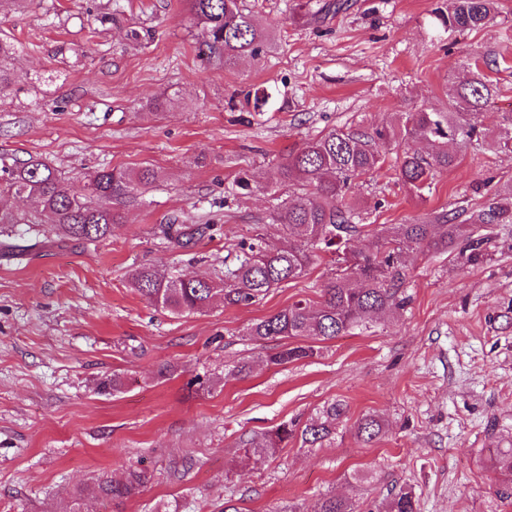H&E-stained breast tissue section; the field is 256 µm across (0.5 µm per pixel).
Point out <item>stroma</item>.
<instances>
[{
	"label": "stroma",
	"instance_id": "35a3bbf8",
	"mask_svg": "<svg viewBox=\"0 0 512 512\" xmlns=\"http://www.w3.org/2000/svg\"><path fill=\"white\" fill-rule=\"evenodd\" d=\"M265 30L258 58L232 68L199 56L202 28L185 0H33L0 12L13 43L12 85L0 99V156L37 158L81 190L93 171L150 164L154 187L127 203L112 238L55 242L16 262L0 257V512H63L85 488L82 512H315L321 496L352 497L370 512L389 488L414 493L419 512H512L494 493L490 449L512 447V224H479L486 259L406 250L407 306L384 322L274 365L279 340L246 327L289 304L318 300L334 265L249 306L214 304L177 315L128 284L136 266L216 278L230 244L287 238L270 220L293 192L279 178L290 151L331 129L369 132L426 107L472 69L497 96L479 123L496 135L512 112V0L493 22L451 32L438 0H348L319 16L298 0H241ZM268 88V112L246 95ZM396 155L359 181L364 223L418 224L427 214L479 210L488 189L512 185V153L468 149L417 197ZM247 173L249 190L235 189ZM213 224L190 251L160 225ZM249 362V375L235 366ZM122 375L116 394L99 379ZM215 381L211 390L195 376ZM339 401L347 416L321 443L289 442L258 463L252 436L306 423ZM368 414L385 434L359 441ZM148 470L120 503L93 494L101 480ZM371 470V484L350 483Z\"/></svg>",
	"mask_w": 512,
	"mask_h": 512
}]
</instances>
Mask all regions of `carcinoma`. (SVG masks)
I'll return each mask as SVG.
<instances>
[{
  "label": "carcinoma",
  "mask_w": 512,
  "mask_h": 512,
  "mask_svg": "<svg viewBox=\"0 0 512 512\" xmlns=\"http://www.w3.org/2000/svg\"><path fill=\"white\" fill-rule=\"evenodd\" d=\"M187 2L191 16L204 26L200 55L231 65L245 55L260 54L266 34L245 13L240 0ZM497 4L498 0H443L434 16L446 30L474 31L494 19ZM12 54L13 45L0 40V96L11 83L4 62ZM494 94L493 84L475 70L449 90L446 112L419 109L369 135L333 129L306 141L280 166L281 179L296 184L299 192L278 203L272 214L273 223L293 238L294 244L274 250L262 237L244 240L237 244L234 261L224 263V277L217 282L170 276L153 266H139L129 273L130 286L150 304L175 314L201 312L218 299L226 306H247L281 283L306 275L321 255L331 256L336 274L323 285L320 299L296 301L251 323L246 335L257 342L306 337L323 343L406 306L402 291L404 247L437 252L457 249L467 262H481L487 255L488 238L474 235L470 226L512 224V203L496 192L482 210L465 219L460 213L442 210L422 224H382L373 230L372 249L357 252L348 243L365 225L355 223L359 203L353 180L379 170L388 145L395 143L400 149L396 157L398 180L420 195L432 190L436 177L459 163L462 149L485 141L487 132L477 118ZM500 125L505 133L492 141L491 147L511 153L512 112L502 114ZM418 141L427 144L426 153L414 148ZM0 175L1 192L20 194L33 203L28 212L0 208V253L20 256L47 243L41 237L45 224L63 239L78 243L112 237L121 224L120 206L155 183L160 172L147 165L103 168L80 192L65 189L61 173L32 157L11 163L0 157ZM212 229L211 224L162 225L165 238L180 249L191 248ZM314 354L312 345H289L270 361L282 364ZM345 416L346 407L331 402L300 431L294 423H283L252 438L244 457L258 462L274 456L298 435L313 445L329 437ZM384 428L378 417L369 414L357 422L355 433L362 441L371 442ZM493 463L502 476L495 495L511 500L512 448L495 449ZM149 480L147 471L131 470L122 481H99L97 492L120 502L135 495ZM381 507L383 512H417L415 497L405 487L390 491ZM316 512H354V508L346 498L326 495Z\"/></svg>",
  "instance_id": "obj_1"
}]
</instances>
